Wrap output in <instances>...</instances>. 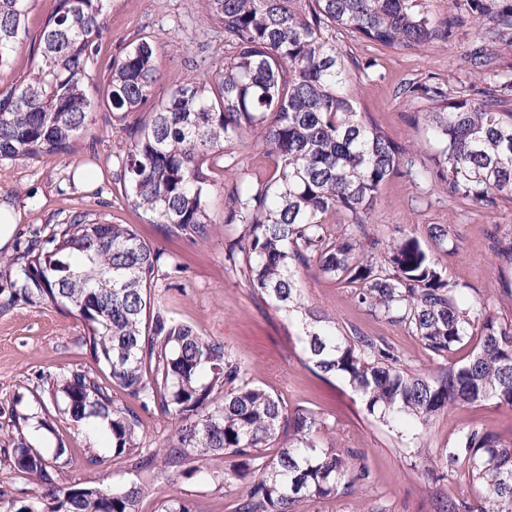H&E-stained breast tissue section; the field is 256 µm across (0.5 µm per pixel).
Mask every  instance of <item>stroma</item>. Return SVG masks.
Returning <instances> with one entry per match:
<instances>
[{
  "label": "stroma",
  "instance_id": "obj_1",
  "mask_svg": "<svg viewBox=\"0 0 512 512\" xmlns=\"http://www.w3.org/2000/svg\"><path fill=\"white\" fill-rule=\"evenodd\" d=\"M439 17L458 13L464 18L453 38L442 45L388 49L340 36L336 46L349 69L361 109L394 140L419 150L417 165L428 160L423 126L417 112L427 103L405 95L411 85L443 88L450 96L476 99L478 92H498L512 82V28H504L495 13L471 12L465 0H430ZM150 34L159 50L161 79L157 95L190 73L219 64L228 47L223 34L203 19L201 0H112L107 31L93 70L104 76L112 60L132 40ZM372 68H365L367 59ZM128 148L124 133L107 108H99L92 124L71 140L68 153H44L33 160L0 159V201L21 213L0 260L20 256L36 233L88 212L113 224L130 225L149 246L163 254L156 289L168 316L191 326L199 335L224 344L244 366L247 379L277 395L288 409L303 408L323 422L325 439L353 452L369 471L367 482L334 496L304 503L302 512H432L436 499L452 496L471 500L473 487L464 468L442 471L436 451L455 447L472 429L512 435V408L485 401L454 409L420 433L402 431L371 416L360 397L341 379L325 378L302 362L298 328L275 311L246 283L227 257L232 232L213 227L211 236L193 242L165 235L158 225L133 211L122 195L118 160ZM86 167L93 175L76 183L75 172ZM424 224H445L456 250L435 253V261L450 279L474 297L498 303L512 316V303L503 293L512 282V267L499 255L502 243L512 241V202L476 206L449 199L446 190L428 188L409 175L392 178L384 186L365 226L364 245L388 244L403 232ZM304 303L333 317L344 331L359 330L389 342L402 361L421 371H436L465 363L472 346L462 343L438 356L417 337L400 327L371 317L354 298L351 287L320 273L300 272ZM15 268L0 267V442L14 423L28 431L34 448L52 458L65 444L70 465L59 475L61 485L148 486L139 512H163L176 498L193 512H233L242 482H225L232 460L223 453L190 460L195 475L175 485L157 482L150 469L135 468L133 460L104 453L99 464L89 462L88 433L68 429L54 420L49 438L33 429L40 404L49 398V381L60 373L92 368L82 346L86 327L72 313L52 305L11 298ZM140 445L160 450L173 436L176 421L157 408L139 410ZM432 455L420 454V447Z\"/></svg>",
  "mask_w": 512,
  "mask_h": 512
}]
</instances>
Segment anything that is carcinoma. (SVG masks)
<instances>
[{
	"mask_svg": "<svg viewBox=\"0 0 512 512\" xmlns=\"http://www.w3.org/2000/svg\"><path fill=\"white\" fill-rule=\"evenodd\" d=\"M51 8L32 39L28 65L0 89V157L62 153L104 104L122 119L129 147L119 164L134 208L166 235L205 239L216 223L212 195L223 197L222 223L235 230L228 258L248 287L302 325L305 363L347 382L367 412L387 425L423 428L448 410L484 401L512 407V320L498 307L466 299L431 258L453 253L448 225L427 224L384 248L361 249L360 236L382 186L409 174L437 182L448 197L489 205L512 201V109L452 98L440 87L410 93L428 102L418 114L435 148L415 168L410 149L394 141L356 103L336 35L388 48L446 44L458 18L437 20L426 0H202L204 20L232 46L213 70L189 75L154 96L161 79L158 49L147 35L112 61L99 98L88 92L90 65L107 29L110 0H0V71L10 70L39 3ZM260 140L272 160L264 175L226 159L244 135ZM225 180L217 182V173ZM336 216L339 231L326 216ZM162 254L126 224L79 213L21 256L13 294L64 308L87 333L100 372L70 371L52 382L61 418L80 429L90 418L108 424L112 455H133L172 483L189 459L221 452L235 458L224 480L246 486L234 512H301L302 504L368 479L354 456L322 442V422L288 411L282 400L245 380L221 344L167 315L154 283ZM316 264L354 287L357 303L377 319L404 328L442 355L465 339L470 359L433 373L403 364L394 348L302 302L298 269ZM147 409L180 420L161 452L140 447L139 416L113 399L112 386ZM223 391L211 400L214 389ZM279 445L274 457L265 449ZM446 468L467 464L475 499L439 500L434 512H512V438L471 430L441 452ZM6 459L17 473L48 487L47 512H137L144 488L58 487L69 465L59 444L53 460L33 450L23 429L8 436ZM0 512H40L0 489Z\"/></svg>",
	"mask_w": 512,
	"mask_h": 512,
	"instance_id": "1",
	"label": "carcinoma"
}]
</instances>
